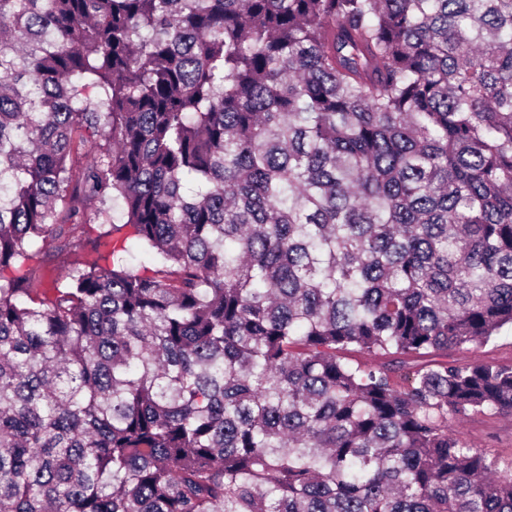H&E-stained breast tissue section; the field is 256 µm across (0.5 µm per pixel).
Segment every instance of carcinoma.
I'll return each mask as SVG.
<instances>
[{
  "mask_svg": "<svg viewBox=\"0 0 512 512\" xmlns=\"http://www.w3.org/2000/svg\"><path fill=\"white\" fill-rule=\"evenodd\" d=\"M507 325L512 0H0V512H512ZM102 231L103 229H101L98 224H85L80 250H78L76 254L63 255L56 258L48 264V268L45 271V288H50L51 281L58 276H61L70 263L79 258L83 253L93 251L96 247L101 252L105 251V242L112 240L113 237L119 238L127 235L130 232V228L122 227V230L115 232L110 237H101L100 232ZM456 357L464 361L512 362V329L505 327L488 345L456 353ZM461 437L499 459L501 467L512 461V416L475 414L458 427Z\"/></svg>",
  "mask_w": 512,
  "mask_h": 512,
  "instance_id": "carcinoma-1",
  "label": "carcinoma"
}]
</instances>
